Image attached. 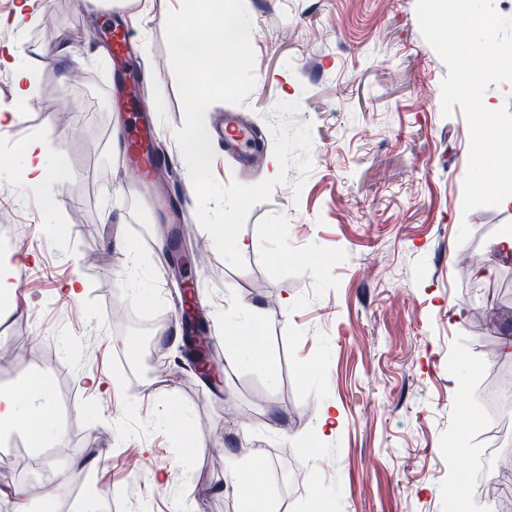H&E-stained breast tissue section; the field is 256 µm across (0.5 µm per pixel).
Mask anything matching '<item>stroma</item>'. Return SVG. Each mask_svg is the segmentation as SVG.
Masks as SVG:
<instances>
[{
  "mask_svg": "<svg viewBox=\"0 0 512 512\" xmlns=\"http://www.w3.org/2000/svg\"><path fill=\"white\" fill-rule=\"evenodd\" d=\"M181 0H0V48L24 55L35 77L32 107L0 131V225L22 236L36 262L0 235V274L41 282L16 288L0 313V390L44 383L57 437L0 446V512H15L21 489L38 492L58 469L71 487L104 494L112 512H243L218 493L244 449L240 428L263 449L259 463L271 512H452L448 486L479 482L474 461L491 447L498 403L479 408L475 363L512 365V255L493 239L512 229V209L463 213L471 134L462 110L441 112L447 69L424 40L416 0H245L255 38V86L220 112L255 126L264 145L250 170L222 148L221 182L255 184L279 164L271 124L277 102H300L296 123L312 125V166L253 205L241 229L248 248L210 247L191 263L216 341L241 303L263 309L266 366L224 353L223 386L197 376L160 377L178 356L181 321L160 252L207 240L200 223L169 233L172 198L160 183L128 192L112 148L125 132L124 85L147 92L150 117L174 162L184 109L165 36ZM133 39L116 71L113 24ZM62 138L70 176L53 208L14 174L12 149L25 138ZM471 236L456 238L461 224ZM81 278L85 291L64 294ZM163 317L137 330L113 304ZM38 337L39 354L4 349ZM95 349L76 353L82 339ZM335 431L318 438L323 407ZM185 417L193 450L166 433L162 416ZM478 415L480 426L463 428ZM464 458L448 466V449ZM136 456L139 471L125 459Z\"/></svg>",
  "mask_w": 512,
  "mask_h": 512,
  "instance_id": "35a3bbf8",
  "label": "stroma"
}]
</instances>
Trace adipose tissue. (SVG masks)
Masks as SVG:
<instances>
[{
    "label": "adipose tissue",
    "instance_id": "ef3b65f1",
    "mask_svg": "<svg viewBox=\"0 0 512 512\" xmlns=\"http://www.w3.org/2000/svg\"><path fill=\"white\" fill-rule=\"evenodd\" d=\"M0 66L10 70L16 109L0 110V127L13 125L18 118L17 109L29 105L34 99L32 74L22 65L13 49L0 53ZM62 149H51L46 137L33 136L24 140L18 149L19 173L25 184L42 195L44 200L55 196L57 178L62 169ZM243 319L226 324L224 341L237 360L253 365H264L268 355L262 345L265 315L261 308L246 304L241 308ZM46 393L25 383L10 391H0V443L12 435H26L34 445H41L47 437L44 423L33 420L34 412L45 410ZM252 465L234 469L225 480L224 492L241 501L246 512H266L267 504L256 480L255 460L261 459L262 450H251Z\"/></svg>",
    "mask_w": 512,
    "mask_h": 512
}]
</instances>
